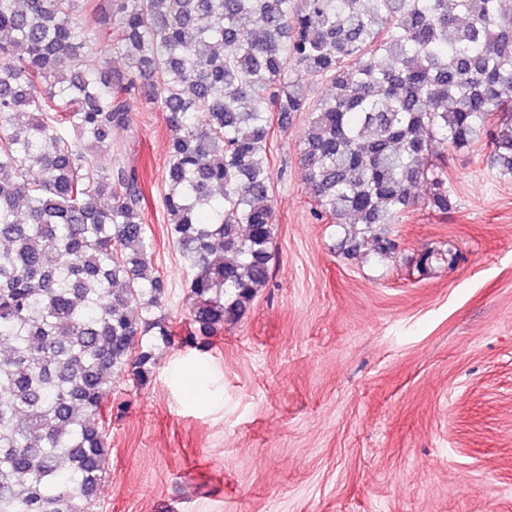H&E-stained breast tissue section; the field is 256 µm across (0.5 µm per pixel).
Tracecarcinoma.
<instances>
[{
  "instance_id": "1",
  "label": "carcinoma",
  "mask_w": 512,
  "mask_h": 512,
  "mask_svg": "<svg viewBox=\"0 0 512 512\" xmlns=\"http://www.w3.org/2000/svg\"><path fill=\"white\" fill-rule=\"evenodd\" d=\"M99 2L0 0V512H95L112 383H146L156 342H177L114 141L131 95L169 112L164 205L202 348L270 280L273 126L307 115L312 214L349 254L386 257L389 225L453 208L432 144L476 143L500 112L491 164L512 176L502 0ZM88 16L124 70L87 68ZM303 74L332 93L312 98Z\"/></svg>"
}]
</instances>
